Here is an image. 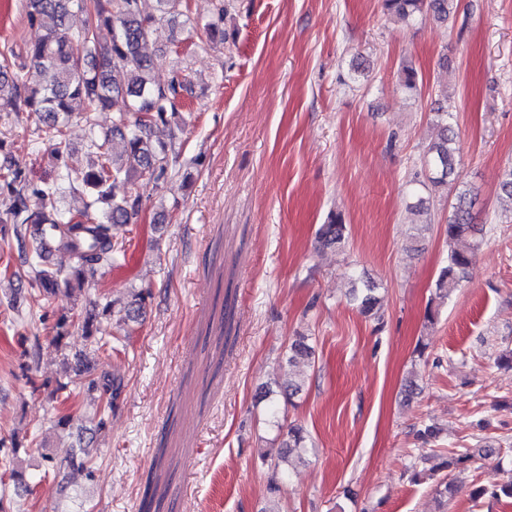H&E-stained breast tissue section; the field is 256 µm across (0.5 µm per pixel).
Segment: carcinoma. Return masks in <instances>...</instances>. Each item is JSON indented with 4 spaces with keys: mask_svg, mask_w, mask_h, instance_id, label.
<instances>
[{
    "mask_svg": "<svg viewBox=\"0 0 512 512\" xmlns=\"http://www.w3.org/2000/svg\"><path fill=\"white\" fill-rule=\"evenodd\" d=\"M156 11L146 13L141 0H28V19L32 23L52 21L44 36L26 50V62H16V55L0 53V97L9 95L28 112L38 114L41 139L52 146L60 158L68 152L67 126L72 118L82 120L90 133L89 167L77 173L66 171L59 182L44 186L32 184L25 170L9 164L0 167V181L10 189L7 201L0 207V223L13 225V236L23 258V268L13 273L31 290L32 302L48 311L72 291H83L89 283L106 270L120 264L125 256L124 244L116 238L119 225L130 224L142 208V193L138 181L159 184L167 178L172 145L152 141V129L162 124L170 127L171 139L182 131L178 121V95L184 89L182 81L172 79L168 84L155 82L150 72L154 61L143 53L145 45L158 26L172 22L182 15L181 0H156ZM388 14L410 23L420 16L436 22H446L457 8V0H383ZM85 15L81 28L68 23L73 12ZM107 28L112 37L109 44L99 42V32ZM399 84L405 91H420L419 76L406 66ZM123 99L125 108L112 113V129L96 131L92 112H105L113 102ZM437 139L424 153L420 169L409 180L434 191L446 190L459 179L457 172L459 137L452 126L453 115L436 112ZM120 140L123 150L112 152V141ZM80 183L91 194L92 201L76 216L65 217L56 207L57 195L63 184ZM474 193L460 191L453 211L448 215L444 231L448 242L447 265L435 280L436 298L443 301L458 288L467 274L477 243L475 225L471 224ZM317 242L323 247L345 245L347 224L341 214L330 216L319 226ZM49 238L56 251L70 260L67 268L45 267L44 238ZM148 293L137 291L132 301L123 307V316L116 321L122 335L114 338L100 335L101 321L111 316V303L99 296L91 308L79 317L87 341L86 349L63 360L72 372L70 381L59 382L47 398L57 412L56 426L66 429L74 415L61 411L60 405L73 394L70 385L93 399L96 427L107 428L112 415L123 403L127 384L121 376L96 372L95 358L112 347V341L130 345L134 328L144 313ZM354 300L360 312L367 316L378 314L379 298L376 288L367 285L355 291ZM74 318L61 315L49 327L52 339L63 345ZM288 361L308 368L315 364V350L309 337H296L288 348ZM288 441L275 455H262L273 473H287L288 462L295 450H306V439L299 426H288ZM94 440H80L63 450V455L45 457L48 467L44 475L58 480L59 491L66 494L68 483L61 469L69 467L94 479ZM475 452L465 449L444 463L446 468L465 469ZM9 479L17 489L29 488V474L16 461L8 465ZM502 496L512 499V475L499 488L478 487L474 496Z\"/></svg>",
    "mask_w": 512,
    "mask_h": 512,
    "instance_id": "carcinoma-1",
    "label": "carcinoma"
}]
</instances>
